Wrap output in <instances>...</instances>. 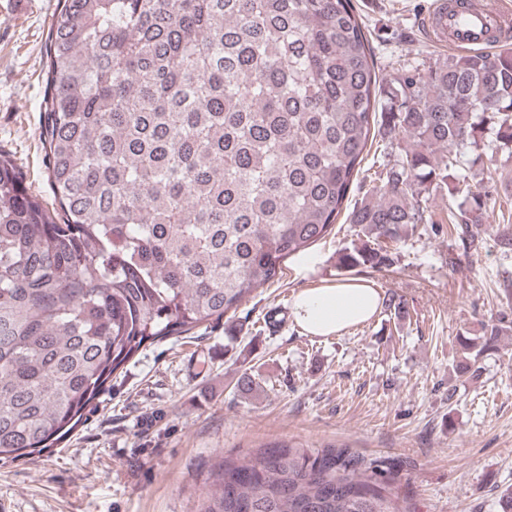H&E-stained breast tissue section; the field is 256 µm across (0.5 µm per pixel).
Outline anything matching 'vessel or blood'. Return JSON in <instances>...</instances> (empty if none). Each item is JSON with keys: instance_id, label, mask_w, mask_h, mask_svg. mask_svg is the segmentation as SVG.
<instances>
[{"instance_id": "1", "label": "vessel or blood", "mask_w": 512, "mask_h": 512, "mask_svg": "<svg viewBox=\"0 0 512 512\" xmlns=\"http://www.w3.org/2000/svg\"><path fill=\"white\" fill-rule=\"evenodd\" d=\"M425 31L456 51H486L512 42V6L502 0H435Z\"/></svg>"}]
</instances>
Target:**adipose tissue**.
<instances>
[{"mask_svg": "<svg viewBox=\"0 0 512 512\" xmlns=\"http://www.w3.org/2000/svg\"><path fill=\"white\" fill-rule=\"evenodd\" d=\"M380 309L377 289L348 279L298 292L292 302L295 323L313 336H338L367 322Z\"/></svg>", "mask_w": 512, "mask_h": 512, "instance_id": "1", "label": "adipose tissue"}]
</instances>
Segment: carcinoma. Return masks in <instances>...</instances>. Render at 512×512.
<instances>
[{
  "label": "carcinoma",
  "instance_id": "1",
  "mask_svg": "<svg viewBox=\"0 0 512 512\" xmlns=\"http://www.w3.org/2000/svg\"><path fill=\"white\" fill-rule=\"evenodd\" d=\"M393 159L347 216L382 246L448 190L490 208L466 153L512 149V50L379 77L353 0H59L39 141L53 206L0 150V462L70 436L140 349L236 311L331 234L380 94ZM504 328L485 327L480 351ZM396 478L344 449L217 461L204 512H400Z\"/></svg>",
  "mask_w": 512,
  "mask_h": 512
}]
</instances>
